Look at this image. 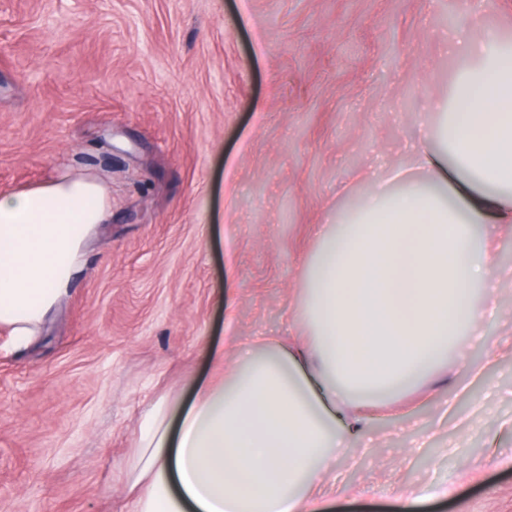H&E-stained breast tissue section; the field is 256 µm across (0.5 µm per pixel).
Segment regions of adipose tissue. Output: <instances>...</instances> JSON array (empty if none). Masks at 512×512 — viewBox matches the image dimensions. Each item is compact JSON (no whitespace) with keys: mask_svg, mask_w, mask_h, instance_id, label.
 <instances>
[{"mask_svg":"<svg viewBox=\"0 0 512 512\" xmlns=\"http://www.w3.org/2000/svg\"><path fill=\"white\" fill-rule=\"evenodd\" d=\"M411 167L323 225L304 271L311 344L210 349L188 405L157 399L128 463L130 512H317L313 488L366 409L409 392L484 324L502 277L480 224H512V44L483 25ZM456 171L481 190L463 209ZM112 198L89 173L0 192V327L27 347L69 294Z\"/></svg>","mask_w":512,"mask_h":512,"instance_id":"adipose-tissue-1","label":"adipose tissue"}]
</instances>
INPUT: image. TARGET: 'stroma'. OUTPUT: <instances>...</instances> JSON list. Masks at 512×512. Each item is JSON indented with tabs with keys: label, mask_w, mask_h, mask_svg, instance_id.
Segmentation results:
<instances>
[{
	"label": "stroma",
	"mask_w": 512,
	"mask_h": 512,
	"mask_svg": "<svg viewBox=\"0 0 512 512\" xmlns=\"http://www.w3.org/2000/svg\"><path fill=\"white\" fill-rule=\"evenodd\" d=\"M477 18L512 41V0H0V191L75 168L112 197L43 333L0 329V512H128L152 401L228 337L311 341L316 229L408 164ZM496 299L492 362L380 406L324 512H512V279Z\"/></svg>",
	"instance_id": "35a3bbf8"
}]
</instances>
